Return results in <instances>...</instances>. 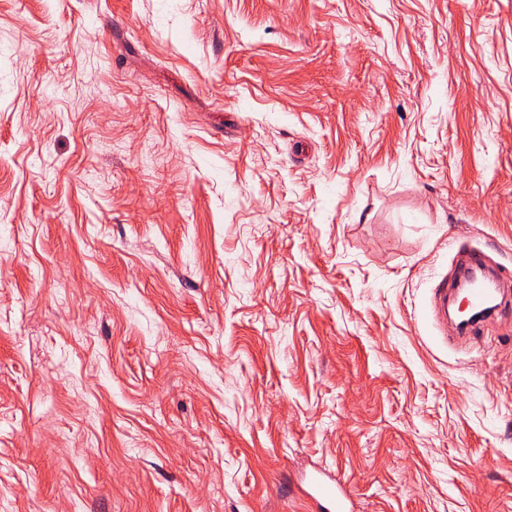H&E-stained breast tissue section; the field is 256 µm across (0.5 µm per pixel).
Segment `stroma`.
<instances>
[{
    "instance_id": "obj_1",
    "label": "stroma",
    "mask_w": 512,
    "mask_h": 512,
    "mask_svg": "<svg viewBox=\"0 0 512 512\" xmlns=\"http://www.w3.org/2000/svg\"><path fill=\"white\" fill-rule=\"evenodd\" d=\"M512 0H0V512H512ZM488 263L484 255L464 245H459L454 258V279L448 281L444 276L433 288V301L435 306L438 302L444 303V313L448 319V291L453 288L456 280L470 279L467 287L466 302L470 308H480L484 305L489 289L486 288L490 283L484 275ZM302 490L312 501L317 512L354 511L346 483L337 475L314 476L304 484Z\"/></svg>"
}]
</instances>
